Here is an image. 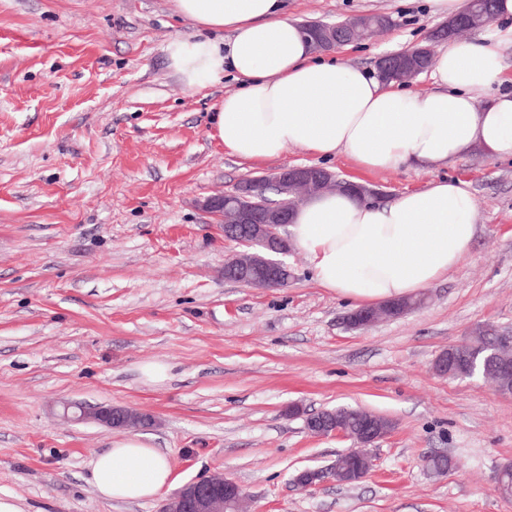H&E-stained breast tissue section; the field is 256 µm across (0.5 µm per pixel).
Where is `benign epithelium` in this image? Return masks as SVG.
Returning <instances> with one entry per match:
<instances>
[{
  "label": "benign epithelium",
  "instance_id": "1",
  "mask_svg": "<svg viewBox=\"0 0 512 512\" xmlns=\"http://www.w3.org/2000/svg\"><path fill=\"white\" fill-rule=\"evenodd\" d=\"M396 62L404 81L409 83L425 71L424 52L406 55L389 54ZM270 183L283 195L294 193L293 202L271 205L256 213L250 205L258 189ZM353 181L342 178L319 165L283 166L269 175L250 177L237 187L218 196L207 198L203 206L218 215L224 229L235 232L234 241L245 251L224 262V277L253 288H281L293 277L286 257L292 244L280 228L292 223L294 212L309 198L336 189H348ZM410 312L397 302L366 311L358 309L346 315V326L351 330L364 329L375 321L396 318ZM512 349V334L504 333L494 354L498 356V372L512 375V358L505 351ZM64 415L75 421L93 422L109 428L129 429L149 424L146 416L125 407L99 405L91 410L81 404L64 407ZM308 430L317 436H336L351 439L361 456L340 468L334 464L324 470L306 469L299 474L306 487H315L325 481H336V473L357 480L363 479L375 465L371 449L392 431L377 421L366 422L356 435L346 433L338 424L328 420L322 423L307 420ZM247 497L244 488L226 476H204L179 488L162 507V512H224L225 505L242 506Z\"/></svg>",
  "mask_w": 512,
  "mask_h": 512
}]
</instances>
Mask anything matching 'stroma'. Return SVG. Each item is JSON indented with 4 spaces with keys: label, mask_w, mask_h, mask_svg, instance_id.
I'll return each mask as SVG.
<instances>
[{
    "label": "stroma",
    "mask_w": 512,
    "mask_h": 512,
    "mask_svg": "<svg viewBox=\"0 0 512 512\" xmlns=\"http://www.w3.org/2000/svg\"><path fill=\"white\" fill-rule=\"evenodd\" d=\"M284 7L302 24L389 15L380 36L334 51L373 77L441 22L429 0ZM192 32L172 0H0V496L20 512H160L159 498L98 494L90 462L124 432L63 421L62 404L80 401L150 414L176 485L227 474L249 512H512L495 484L512 463V397L432 369L479 329L512 330V156L399 171L325 161L391 202L444 177L474 206L470 247L424 307L348 329L353 303L316 283L302 251L287 287L225 279L239 247L203 201L315 158L291 147L251 162L212 138L213 107L238 82L228 70L184 88L165 47ZM153 363L166 379L143 376ZM340 406L395 427L361 482L303 489L299 472L352 446L305 425ZM431 453L455 469L430 474Z\"/></svg>",
    "instance_id": "35a3bbf8"
}]
</instances>
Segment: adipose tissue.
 I'll use <instances>...</instances> for the list:
<instances>
[{
    "label": "adipose tissue",
    "mask_w": 512,
    "mask_h": 512,
    "mask_svg": "<svg viewBox=\"0 0 512 512\" xmlns=\"http://www.w3.org/2000/svg\"><path fill=\"white\" fill-rule=\"evenodd\" d=\"M193 35L169 42L168 61L187 90L232 69L238 89L214 106L213 136L248 161L292 146L320 158L343 153L380 171L442 164L474 150L512 155V91L500 82L499 49L512 45V0H496L507 19L485 39H450L432 76L437 90L413 93L363 70L316 56L280 0H173ZM231 30V45L209 32ZM294 246L317 283L356 304L413 296L447 274L474 237L472 203L461 182L439 180L379 206L346 193L306 202L291 226ZM104 498L142 502L173 481V467L149 438L129 434L90 462Z\"/></svg>",
    "instance_id": "obj_1"
}]
</instances>
